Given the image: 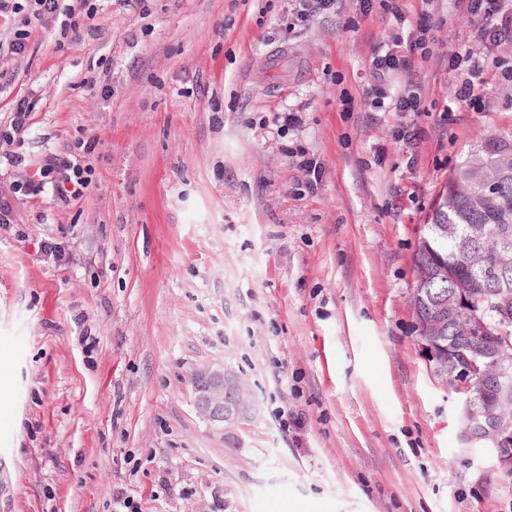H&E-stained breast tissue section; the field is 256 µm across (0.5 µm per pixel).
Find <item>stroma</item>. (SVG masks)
<instances>
[{
	"label": "stroma",
	"mask_w": 512,
	"mask_h": 512,
	"mask_svg": "<svg viewBox=\"0 0 512 512\" xmlns=\"http://www.w3.org/2000/svg\"><path fill=\"white\" fill-rule=\"evenodd\" d=\"M91 2L94 29L59 15L20 55L0 16V131L16 98L31 110L0 140V512H113L118 493L139 512H512L410 305L450 172L512 134V45L488 48L475 111L453 100L473 27L450 0H334L296 24L290 0ZM424 10L431 57L375 79L374 48L410 47ZM413 85L419 113L374 107ZM92 138L78 203L14 191L7 155ZM215 363L259 407L238 448L193 404L190 372Z\"/></svg>",
	"instance_id": "stroma-1"
}]
</instances>
